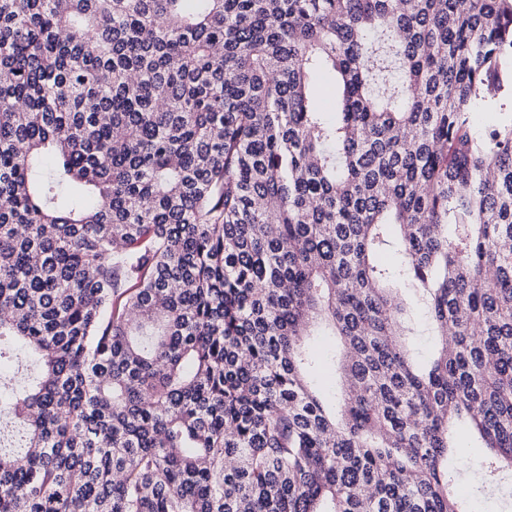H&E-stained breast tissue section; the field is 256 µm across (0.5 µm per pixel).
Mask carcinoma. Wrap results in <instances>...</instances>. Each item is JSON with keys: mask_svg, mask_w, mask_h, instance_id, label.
Segmentation results:
<instances>
[{"mask_svg": "<svg viewBox=\"0 0 512 512\" xmlns=\"http://www.w3.org/2000/svg\"><path fill=\"white\" fill-rule=\"evenodd\" d=\"M0 200V366L38 365L0 512H475L512 474V0H0ZM456 442L460 456L469 463L470 459H476L485 453V448H478V445L472 442L470 432L465 424H460L456 430Z\"/></svg>", "mask_w": 512, "mask_h": 512, "instance_id": "carcinoma-1", "label": "carcinoma"}]
</instances>
